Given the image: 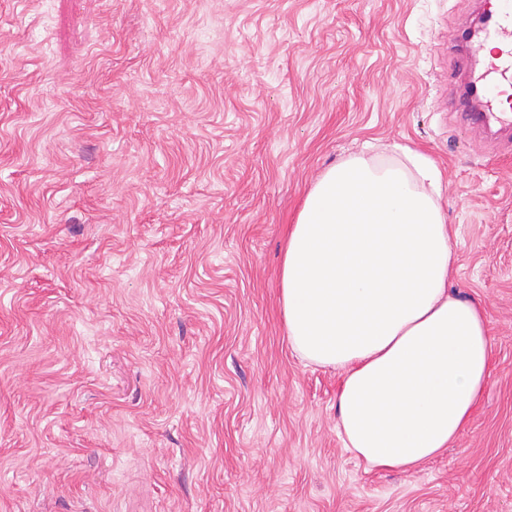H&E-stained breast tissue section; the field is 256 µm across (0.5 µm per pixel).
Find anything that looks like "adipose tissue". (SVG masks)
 <instances>
[{
  "label": "adipose tissue",
  "instance_id": "obj_1",
  "mask_svg": "<svg viewBox=\"0 0 512 512\" xmlns=\"http://www.w3.org/2000/svg\"><path fill=\"white\" fill-rule=\"evenodd\" d=\"M440 198L429 159L355 154L315 182L284 248L288 341L340 372L336 429L371 469L414 471L440 455L490 376L486 316L451 287Z\"/></svg>",
  "mask_w": 512,
  "mask_h": 512
}]
</instances>
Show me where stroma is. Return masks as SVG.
<instances>
[{
	"mask_svg": "<svg viewBox=\"0 0 512 512\" xmlns=\"http://www.w3.org/2000/svg\"><path fill=\"white\" fill-rule=\"evenodd\" d=\"M481 0H0V512H512V142L465 129ZM441 173L494 339L457 441L377 470L286 338L310 187Z\"/></svg>",
	"mask_w": 512,
	"mask_h": 512,
	"instance_id": "stroma-1",
	"label": "stroma"
}]
</instances>
